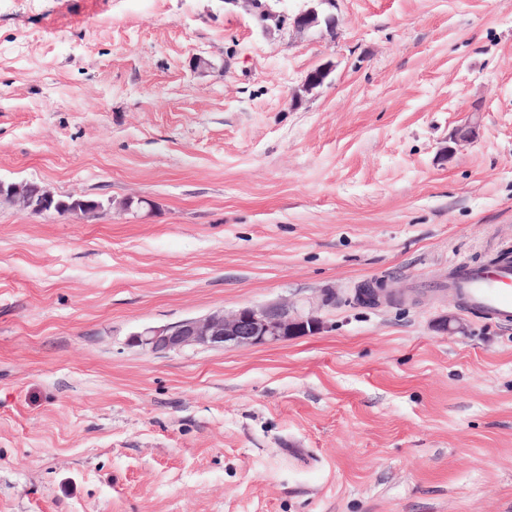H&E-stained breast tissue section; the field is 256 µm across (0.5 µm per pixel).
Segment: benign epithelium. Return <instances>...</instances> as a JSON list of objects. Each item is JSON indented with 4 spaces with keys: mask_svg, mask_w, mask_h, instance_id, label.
<instances>
[{
    "mask_svg": "<svg viewBox=\"0 0 512 512\" xmlns=\"http://www.w3.org/2000/svg\"><path fill=\"white\" fill-rule=\"evenodd\" d=\"M334 9L335 0H302V6L292 13L279 11L270 6L260 8L256 18L267 31L291 22L299 32L319 23V14ZM13 202L30 214H43L51 209L54 193L45 186L31 190L28 185L13 189ZM386 294L382 283H369L359 291V302L376 306ZM322 329L321 320L314 315L288 316V306L269 308H241L235 312L217 311L204 317L190 318L165 325L148 326L133 333L128 339L131 346L152 353H167L190 346L223 347L277 345L297 335L315 334Z\"/></svg>",
    "mask_w": 512,
    "mask_h": 512,
    "instance_id": "benign-epithelium-1",
    "label": "benign epithelium"
}]
</instances>
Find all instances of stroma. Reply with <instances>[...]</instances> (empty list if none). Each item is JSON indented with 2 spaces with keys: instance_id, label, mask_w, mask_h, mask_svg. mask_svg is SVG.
<instances>
[{
  "instance_id": "stroma-1",
  "label": "stroma",
  "mask_w": 512,
  "mask_h": 512,
  "mask_svg": "<svg viewBox=\"0 0 512 512\" xmlns=\"http://www.w3.org/2000/svg\"><path fill=\"white\" fill-rule=\"evenodd\" d=\"M336 13L0 0V180L151 202H0V512H512V323L446 289L512 254V0ZM278 304L323 329L128 343ZM335 1L336 0H302V6L292 13L279 11L273 9L271 6H255L258 5V0H227L226 3L235 6L240 5L248 11H251L252 8L260 9L255 16L260 21L263 31L270 30L272 27H281L286 21H291L293 28L301 32L320 22V11L326 12L324 6H327L330 10L336 8ZM267 21H271V23Z\"/></svg>"
}]
</instances>
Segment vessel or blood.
I'll return each instance as SVG.
<instances>
[{"label":"vessel or blood","instance_id":"obj_1","mask_svg":"<svg viewBox=\"0 0 512 512\" xmlns=\"http://www.w3.org/2000/svg\"><path fill=\"white\" fill-rule=\"evenodd\" d=\"M465 309L512 322V267H465L448 281Z\"/></svg>","mask_w":512,"mask_h":512}]
</instances>
